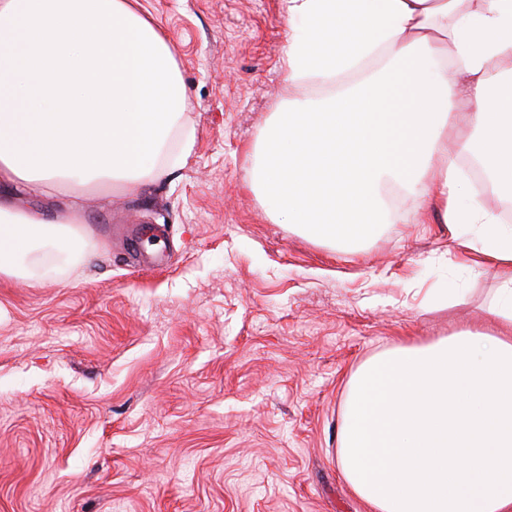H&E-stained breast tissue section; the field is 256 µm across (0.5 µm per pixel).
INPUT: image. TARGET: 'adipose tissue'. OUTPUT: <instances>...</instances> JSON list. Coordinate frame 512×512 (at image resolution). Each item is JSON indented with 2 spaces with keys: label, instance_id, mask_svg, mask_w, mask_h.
<instances>
[{
  "label": "adipose tissue",
  "instance_id": "obj_1",
  "mask_svg": "<svg viewBox=\"0 0 512 512\" xmlns=\"http://www.w3.org/2000/svg\"><path fill=\"white\" fill-rule=\"evenodd\" d=\"M287 21L285 85L357 72L361 86L278 104L248 172L269 215L357 243L388 223L394 188L435 208L462 265L493 264L500 282L494 332L398 347L353 374L341 470L373 512H512V226L487 204L512 202V0H287ZM185 107L140 0H0V277L69 257L78 187L166 177ZM35 184L67 223L26 211Z\"/></svg>",
  "mask_w": 512,
  "mask_h": 512
}]
</instances>
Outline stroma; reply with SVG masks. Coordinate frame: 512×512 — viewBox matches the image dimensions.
<instances>
[{
	"label": "stroma",
	"instance_id": "stroma-1",
	"mask_svg": "<svg viewBox=\"0 0 512 512\" xmlns=\"http://www.w3.org/2000/svg\"><path fill=\"white\" fill-rule=\"evenodd\" d=\"M194 145L146 191H82L89 245L0 278V512H371L344 479L352 374L494 323L492 267L396 202L367 242L276 223L251 150L284 99L286 0H143Z\"/></svg>",
	"mask_w": 512,
	"mask_h": 512
}]
</instances>
